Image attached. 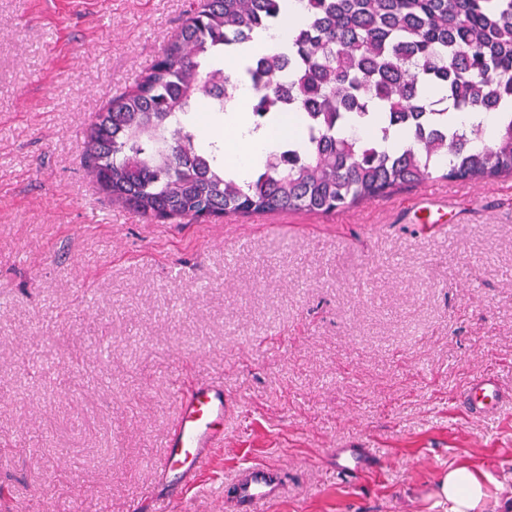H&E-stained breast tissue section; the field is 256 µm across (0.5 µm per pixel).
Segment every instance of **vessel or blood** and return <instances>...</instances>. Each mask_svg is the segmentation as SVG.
<instances>
[{
	"label": "vessel or blood",
	"instance_id": "1",
	"mask_svg": "<svg viewBox=\"0 0 512 512\" xmlns=\"http://www.w3.org/2000/svg\"><path fill=\"white\" fill-rule=\"evenodd\" d=\"M470 414L487 415L498 410L502 395L491 376L474 379L465 391ZM180 408L174 425L168 430L165 453L157 476L160 481L179 491L195 486L206 470L211 454L224 442V428L233 405L223 384L198 382L179 392ZM370 458L358 448L336 451V469L352 474L368 468ZM277 471L255 466L238 482V500L257 507L268 502L278 486Z\"/></svg>",
	"mask_w": 512,
	"mask_h": 512
}]
</instances>
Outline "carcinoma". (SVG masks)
<instances>
[{"mask_svg": "<svg viewBox=\"0 0 512 512\" xmlns=\"http://www.w3.org/2000/svg\"><path fill=\"white\" fill-rule=\"evenodd\" d=\"M286 47L254 49L253 131L295 132L243 184L224 165L228 85L218 59L283 24L282 0H192L179 34L136 86L96 113L86 175L149 220L329 213L435 173L512 174V0H306ZM492 112L491 145L452 112ZM366 134L357 132V126ZM406 130L410 141L390 146Z\"/></svg>", "mask_w": 512, "mask_h": 512, "instance_id": "1", "label": "carcinoma"}]
</instances>
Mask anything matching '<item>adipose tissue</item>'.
<instances>
[{
    "mask_svg": "<svg viewBox=\"0 0 512 512\" xmlns=\"http://www.w3.org/2000/svg\"><path fill=\"white\" fill-rule=\"evenodd\" d=\"M252 96L250 86H240L235 102L228 106L224 117L226 131L249 147L246 158L231 170L232 175L242 181L248 179L264 162L267 154L276 149L279 140L268 138L262 131L252 132L251 122L244 112ZM436 495L440 502L447 504L448 512H484L486 483L477 470L462 464L439 476Z\"/></svg>",
    "mask_w": 512,
    "mask_h": 512,
    "instance_id": "ef3b65f1",
    "label": "adipose tissue"
}]
</instances>
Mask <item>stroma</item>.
I'll return each instance as SVG.
<instances>
[{"instance_id": "1", "label": "stroma", "mask_w": 512, "mask_h": 512, "mask_svg": "<svg viewBox=\"0 0 512 512\" xmlns=\"http://www.w3.org/2000/svg\"><path fill=\"white\" fill-rule=\"evenodd\" d=\"M187 0H0V487L13 512H443L440 473L512 512V177L432 178L329 214L148 222L88 179L94 115ZM493 374L507 399L474 416ZM234 415L199 483L156 479L178 391ZM362 448L344 475L336 451ZM464 393L467 409L472 415L492 414L502 402L497 383L488 375L474 379ZM372 463L360 448H340L336 451V470L352 474L368 468ZM279 485L278 473L268 467H250L238 481L237 502L252 506V510L268 502Z\"/></svg>"}]
</instances>
